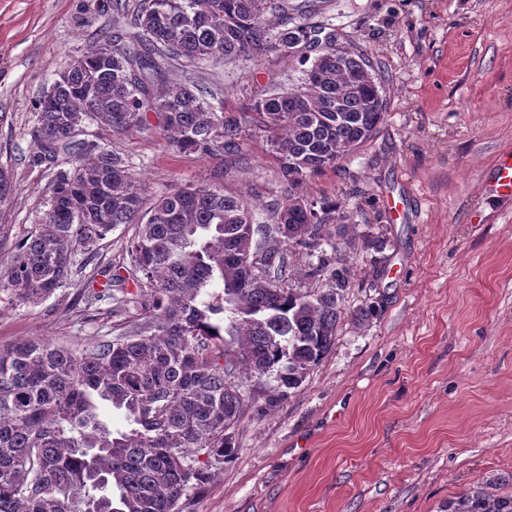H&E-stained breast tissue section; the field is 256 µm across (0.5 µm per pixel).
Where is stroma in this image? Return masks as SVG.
I'll return each instance as SVG.
<instances>
[{
	"mask_svg": "<svg viewBox=\"0 0 512 512\" xmlns=\"http://www.w3.org/2000/svg\"><path fill=\"white\" fill-rule=\"evenodd\" d=\"M315 20L385 78L374 138L305 184L310 199L346 215L330 226L350 280L335 343L299 388L253 380L234 458L189 490L182 510L445 512L494 477L512 494V198L495 178L512 151V0H322ZM112 23V0H0V166L14 174L0 207V273L39 223L51 177L27 163L34 102ZM196 75L241 121L225 193L280 199L254 104L296 82L297 61L208 63ZM85 132L126 156L150 201L210 182L222 162L178 153L155 130ZM135 231L110 232L96 260L42 304L0 303V345L120 334L140 304L88 318L73 304L115 274L135 291L126 252ZM368 307L375 315L359 322Z\"/></svg>",
	"mask_w": 512,
	"mask_h": 512,
	"instance_id": "obj_1",
	"label": "stroma"
}]
</instances>
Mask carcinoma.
I'll use <instances>...</instances> for the list:
<instances>
[{
	"label": "carcinoma",
	"mask_w": 512,
	"mask_h": 512,
	"mask_svg": "<svg viewBox=\"0 0 512 512\" xmlns=\"http://www.w3.org/2000/svg\"><path fill=\"white\" fill-rule=\"evenodd\" d=\"M309 0H142L121 31L91 45L37 99L33 165L53 164L41 224L16 246L0 295L39 305L68 284L78 254L120 224L137 231L126 249L144 312L118 336L80 348L24 339L0 348V512H180L188 490L233 458L227 430L245 398L241 374L295 389L331 350L347 272L321 251L310 277L331 285L285 287L296 270L278 247L259 273L254 254L285 239L330 240L336 203L308 199L307 177L370 141L385 115L383 80L365 58L336 51L335 35L310 21ZM319 49L314 58L305 56ZM290 56L299 82L255 103L271 130L283 186L264 220L249 200L213 183L187 185L143 208L129 161L87 140L88 122L121 135L151 126L179 153L233 154L240 122L224 115L222 90L197 81L208 62ZM0 168V206L13 193ZM116 277L85 294L86 305L132 299ZM108 401L127 431L100 419ZM494 483L465 490L448 512H512Z\"/></svg>",
	"instance_id": "obj_1"
}]
</instances>
